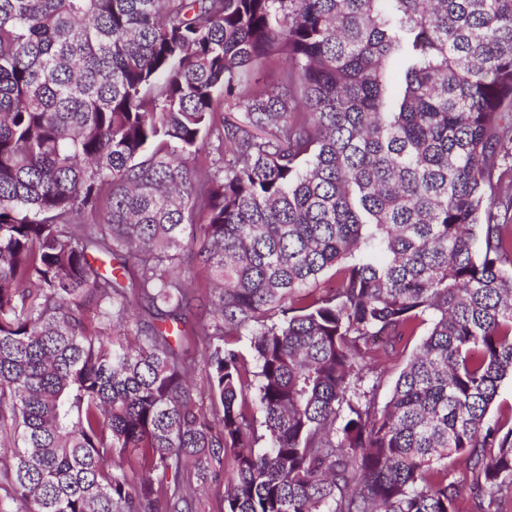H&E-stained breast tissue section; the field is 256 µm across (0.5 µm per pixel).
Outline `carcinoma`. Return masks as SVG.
Returning a JSON list of instances; mask_svg holds the SVG:
<instances>
[{
	"instance_id": "1",
	"label": "carcinoma",
	"mask_w": 512,
	"mask_h": 512,
	"mask_svg": "<svg viewBox=\"0 0 512 512\" xmlns=\"http://www.w3.org/2000/svg\"><path fill=\"white\" fill-rule=\"evenodd\" d=\"M510 158L512 0H0V512H499ZM222 493V484L209 482L206 492L197 503V512H224Z\"/></svg>"
}]
</instances>
